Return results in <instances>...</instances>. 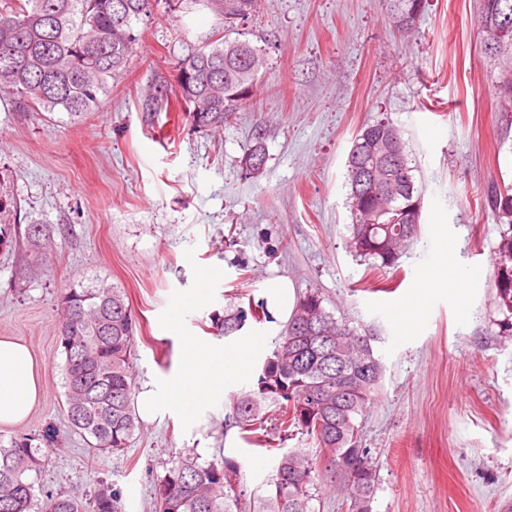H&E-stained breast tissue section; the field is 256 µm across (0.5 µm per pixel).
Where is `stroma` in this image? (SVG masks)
Returning <instances> with one entry per match:
<instances>
[{"mask_svg": "<svg viewBox=\"0 0 512 512\" xmlns=\"http://www.w3.org/2000/svg\"><path fill=\"white\" fill-rule=\"evenodd\" d=\"M136 29L140 41L98 111L73 118L0 99V195L17 203L0 223L55 230L48 268L21 285L19 245L0 240V338L30 347L42 390L27 418L0 433L54 448L42 491L101 479L119 491L122 512H151L169 459L221 451L248 489L260 487L278 447L224 427L231 394L253 386L252 375L229 383L194 423L142 420L123 456L89 453L65 426L56 308L83 275L124 288L140 323L130 358L140 389L177 365L178 341L163 334L176 298L188 301L181 333L229 347L225 312L261 308L265 283L283 278L380 336L383 387L360 432L379 470L373 512H502L512 502V328L495 305L500 227L484 199L493 183L512 181V118L480 54L474 0H427L408 38L385 0H262L240 31L268 52L256 99L216 132L196 130L176 101L161 112L146 104L168 93L200 36L223 34L221 17L202 5ZM381 117L404 133L422 201L421 234L387 272L346 247L347 156L360 128ZM259 132L266 162L249 175L243 159ZM443 237L469 280L466 302L430 295L401 336L400 310ZM203 272L209 294L196 303Z\"/></svg>", "mask_w": 512, "mask_h": 512, "instance_id": "stroma-1", "label": "stroma"}]
</instances>
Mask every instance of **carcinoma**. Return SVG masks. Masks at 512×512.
Masks as SVG:
<instances>
[{
    "label": "carcinoma",
    "instance_id": "1",
    "mask_svg": "<svg viewBox=\"0 0 512 512\" xmlns=\"http://www.w3.org/2000/svg\"><path fill=\"white\" fill-rule=\"evenodd\" d=\"M261 0H166L169 11L190 13L203 4L224 18V30L252 17ZM426 0H387L389 19L403 36L412 34ZM159 0H0V95L33 112H92L107 95L109 80L130 59L138 35L134 24L154 18ZM512 0H476L481 48L493 41L498 12ZM266 51L247 40L224 39L194 49L177 65L172 92L192 124L217 131L256 95ZM496 80L512 83V55L493 60ZM263 137L244 157L249 174L265 164ZM348 203L353 216L348 246L374 269L391 270L417 240L421 200L401 130L389 119L361 127L348 154ZM485 205L505 227L494 262L496 304L512 323V184L491 187ZM18 232L20 280L45 270L50 229ZM56 344L65 356V416L95 454H121L138 428L130 356L137 321L124 289L98 277L74 281L58 303ZM248 320L240 307L224 315V336ZM370 328L337 318L324 298L300 297L249 391L232 395L228 419L250 444L263 442L268 409L278 430L301 435L302 448L277 459L265 495L247 491L240 466L222 456L170 462L157 479L152 512H315L318 452L328 454L325 473L346 494L347 512H372L379 477L370 449L358 438L357 418L374 404L384 367ZM52 450L32 439L0 438V512H118L120 495L99 481L91 491H63L38 498L36 484Z\"/></svg>",
    "mask_w": 512,
    "mask_h": 512
}]
</instances>
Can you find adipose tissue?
<instances>
[{
  "instance_id": "adipose-tissue-1",
  "label": "adipose tissue",
  "mask_w": 512,
  "mask_h": 512,
  "mask_svg": "<svg viewBox=\"0 0 512 512\" xmlns=\"http://www.w3.org/2000/svg\"><path fill=\"white\" fill-rule=\"evenodd\" d=\"M443 289L457 300L467 295L466 281L452 265L439 263L429 269L417 290L403 306L398 328L410 334L423 301L432 291ZM261 343L246 338L224 348L207 347L200 339H179V361L163 389L141 390L137 408L142 419L153 420L163 412L183 421H194L202 406L223 394L228 382L248 375ZM41 396L36 364L30 348L11 338H0V427H9L31 411Z\"/></svg>"
}]
</instances>
